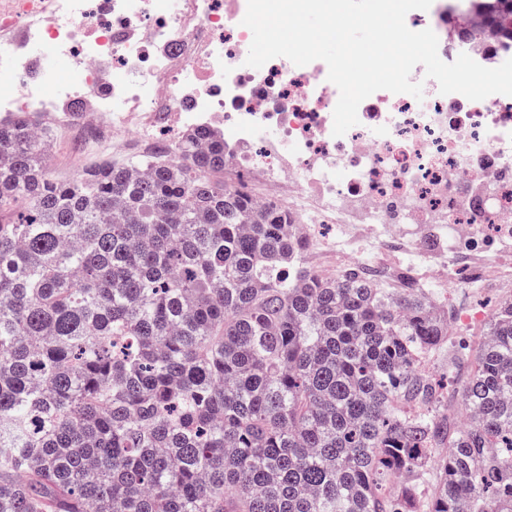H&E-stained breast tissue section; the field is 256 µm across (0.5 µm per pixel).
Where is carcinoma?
Instances as JSON below:
<instances>
[{"label": "carcinoma", "mask_w": 512, "mask_h": 512, "mask_svg": "<svg viewBox=\"0 0 512 512\" xmlns=\"http://www.w3.org/2000/svg\"><path fill=\"white\" fill-rule=\"evenodd\" d=\"M50 136L0 118V512H512V303L473 355L430 289L319 275L217 130L67 182ZM468 379V368L462 367L451 380L452 386L449 389L448 400L444 402V408L447 409L448 419L454 423H458L464 415V409L461 402V391ZM455 390V391H453Z\"/></svg>", "instance_id": "obj_1"}]
</instances>
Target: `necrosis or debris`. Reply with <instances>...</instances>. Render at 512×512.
<instances>
[{
  "instance_id": "1",
  "label": "necrosis or debris",
  "mask_w": 512,
  "mask_h": 512,
  "mask_svg": "<svg viewBox=\"0 0 512 512\" xmlns=\"http://www.w3.org/2000/svg\"><path fill=\"white\" fill-rule=\"evenodd\" d=\"M246 10L247 0H0V79L17 85L0 112L45 113L79 147L121 153H148L167 131L219 130L225 184L284 207L336 273L452 288L465 270L479 287L512 288V254L468 241L512 239V96L443 95L419 65L423 99L377 91L337 137L326 63L248 66ZM449 13L481 27L468 0H432L406 25L432 29L447 63L512 58L489 36L444 31ZM61 64L77 80L60 78ZM363 242L373 255L357 251Z\"/></svg>"
}]
</instances>
